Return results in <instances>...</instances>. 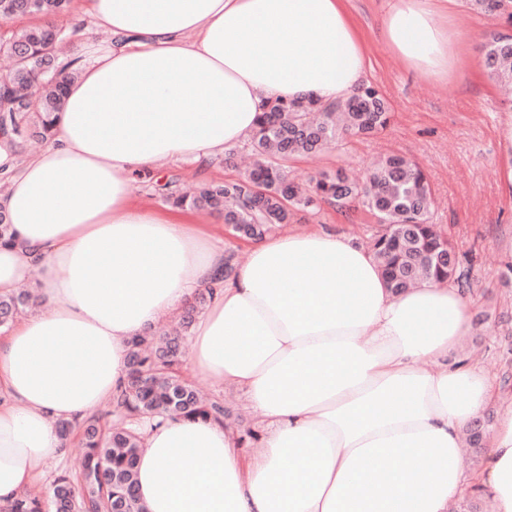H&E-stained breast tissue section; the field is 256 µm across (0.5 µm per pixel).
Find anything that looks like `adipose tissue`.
<instances>
[{
    "label": "adipose tissue",
    "mask_w": 512,
    "mask_h": 512,
    "mask_svg": "<svg viewBox=\"0 0 512 512\" xmlns=\"http://www.w3.org/2000/svg\"><path fill=\"white\" fill-rule=\"evenodd\" d=\"M74 20L110 39L72 58L50 143L22 161L0 136V295H37L0 335V506L59 457L57 421L114 394L129 341L210 287L189 365L240 392L259 447L242 455L235 424L160 417L138 460L147 512H448L467 488L512 512V402L478 365L448 364L472 329L460 289L393 292L368 249L321 228L252 241L228 275L188 212L132 201L134 172L207 165L266 103L353 94L367 56L344 0H78ZM382 33L420 74H452L437 0H391ZM490 408L466 472L462 437Z\"/></svg>",
    "instance_id": "obj_1"
}]
</instances>
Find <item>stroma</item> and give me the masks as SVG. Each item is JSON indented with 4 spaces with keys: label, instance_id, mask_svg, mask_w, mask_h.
<instances>
[{
    "label": "stroma",
    "instance_id": "stroma-1",
    "mask_svg": "<svg viewBox=\"0 0 512 512\" xmlns=\"http://www.w3.org/2000/svg\"><path fill=\"white\" fill-rule=\"evenodd\" d=\"M388 0H346L366 49L365 81L376 87L389 106L388 128L371 137L350 136L324 152L289 161L291 177L307 181L320 173L344 170L363 181L372 163L401 153L422 164L433 189V221L453 241L470 273L464 294L471 302L473 329L462 341L458 363L478 362L496 394L512 398V288L502 274L512 263V146L502 139V126L512 114V99L501 93L482 61L481 43L490 34L507 32L502 20L471 10L454 0L449 21L459 38L451 79L418 74L394 55L382 36ZM250 142L227 149L206 168L178 161L156 174L137 175L133 201L167 209L168 192L188 190L202 182L239 178ZM290 229L303 232L332 228L354 241L373 234L377 225L362 207L338 212L327 203L297 211Z\"/></svg>",
    "mask_w": 512,
    "mask_h": 512
}]
</instances>
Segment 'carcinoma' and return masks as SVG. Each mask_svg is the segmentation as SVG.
<instances>
[{
  "label": "carcinoma",
  "instance_id": "obj_1",
  "mask_svg": "<svg viewBox=\"0 0 512 512\" xmlns=\"http://www.w3.org/2000/svg\"><path fill=\"white\" fill-rule=\"evenodd\" d=\"M70 0H0V21L16 17H56L69 9ZM473 6L512 24V0H473ZM64 30L43 24L21 31L0 51L12 59L0 76V132L17 141H47L62 110L66 85L74 73L61 62L58 47ZM490 75L512 81V40L495 34L481 45ZM391 112L372 85L361 86L334 106L305 101H274L266 105L252 134L256 161L237 181L206 183L191 196H173V206L219 212L243 240L262 239L279 231L299 208L327 202L339 211L358 205L376 218L379 226L370 248L392 291L399 293L422 279L464 285L468 275L461 261L441 255L452 253L449 239L432 224L431 188L423 169L399 155L381 159L356 184L341 173L322 175L304 189L288 177L283 161L295 154H311L346 134H370L387 128ZM213 289L205 288L180 316V330L169 336L153 333L129 342L127 375L112 403L127 427L108 429L103 417L81 423L85 448L78 474L60 473L51 495L43 501L26 497L6 506L5 512H146L136 496V463L141 439L138 428L156 415L224 421L230 413L219 399H205L178 373L186 335L207 306ZM31 292L0 297V328L32 307Z\"/></svg>",
  "mask_w": 512,
  "mask_h": 512
}]
</instances>
